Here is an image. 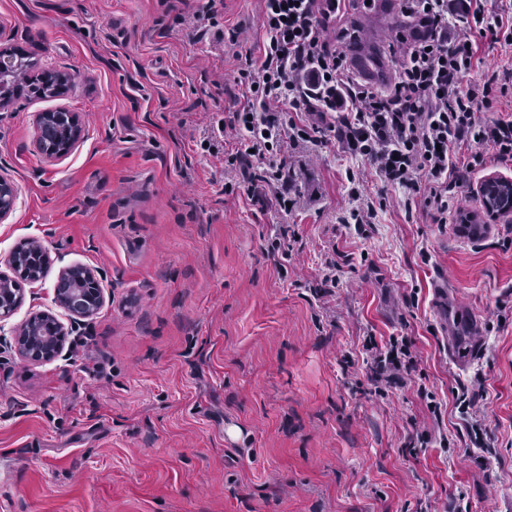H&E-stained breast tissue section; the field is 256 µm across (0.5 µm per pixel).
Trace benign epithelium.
Instances as JSON below:
<instances>
[{"instance_id": "obj_1", "label": "benign epithelium", "mask_w": 512, "mask_h": 512, "mask_svg": "<svg viewBox=\"0 0 512 512\" xmlns=\"http://www.w3.org/2000/svg\"><path fill=\"white\" fill-rule=\"evenodd\" d=\"M29 57L27 50L19 44H5L0 41V107L10 103L25 91L26 82L17 80L22 63ZM38 81L48 93H59L70 86V76L63 72L45 70L37 75ZM59 146L46 152L50 159L67 153L81 136L79 118L70 115L69 124L56 131ZM500 186L494 178L486 179L479 192L483 197L487 213L496 217L498 212L512 209V191H508L509 203L497 207L490 190ZM17 188L13 181L0 176V221L12 213L16 202ZM13 271L20 272L23 280L36 284L42 280L38 272L19 271L20 255L12 251L7 259ZM101 274L85 265L63 269L53 288L52 302L67 312L73 319L83 321L93 318L104 304ZM23 292L20 281L0 272V320L11 317L21 306ZM68 329L54 316L46 312L31 315L20 326L15 337L14 348L24 360L49 362L62 352Z\"/></svg>"}]
</instances>
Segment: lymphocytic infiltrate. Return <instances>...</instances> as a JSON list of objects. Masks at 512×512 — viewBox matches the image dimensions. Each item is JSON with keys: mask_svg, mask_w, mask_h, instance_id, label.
Returning <instances> with one entry per match:
<instances>
[{"mask_svg": "<svg viewBox=\"0 0 512 512\" xmlns=\"http://www.w3.org/2000/svg\"><path fill=\"white\" fill-rule=\"evenodd\" d=\"M262 39L236 53L239 107L217 127L215 142L234 140L225 157L237 187L253 198L272 196L286 208L291 190L281 158L289 146L316 143L322 132L371 159L378 177L422 203L435 223L448 221V194L489 158L512 157V119L496 116L512 86L497 73L474 79L477 39L512 47V15L485 0H401L408 20L390 44L394 78L378 89L354 80L342 37L337 0H260ZM295 112L335 113L334 121L301 125ZM474 146L456 164L454 146ZM494 150L485 156L483 146Z\"/></svg>", "mask_w": 512, "mask_h": 512, "instance_id": "obj_1", "label": "lymphocytic infiltrate"}]
</instances>
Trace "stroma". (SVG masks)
I'll return each instance as SVG.
<instances>
[{
  "label": "stroma",
  "instance_id": "35a3bbf8",
  "mask_svg": "<svg viewBox=\"0 0 512 512\" xmlns=\"http://www.w3.org/2000/svg\"><path fill=\"white\" fill-rule=\"evenodd\" d=\"M185 3L0 0V30L36 71L71 76L61 95L0 108V175L18 190L0 272L25 240L50 255L0 338L38 311L72 327L48 363L0 347V512H512V245L478 193L512 180V157L455 188L444 225L333 138L289 150L291 212L225 193L224 157L202 141L238 106V63L180 24ZM344 22L383 51L404 25L360 4ZM57 109L83 132L49 159L37 119ZM350 169L376 208L359 231ZM74 265L100 272L105 297L76 326L52 302ZM456 310L482 342L467 366L448 351ZM370 335L418 359L383 398ZM475 381L489 451L459 408Z\"/></svg>",
  "mask_w": 512,
  "mask_h": 512
}]
</instances>
